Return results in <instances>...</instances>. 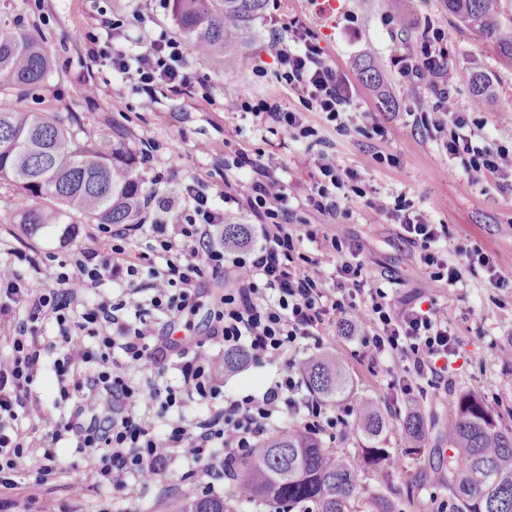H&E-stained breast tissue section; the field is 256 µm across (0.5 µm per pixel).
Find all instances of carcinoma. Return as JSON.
I'll use <instances>...</instances> for the list:
<instances>
[{
    "instance_id": "cac0c4a2",
    "label": "carcinoma",
    "mask_w": 512,
    "mask_h": 512,
    "mask_svg": "<svg viewBox=\"0 0 512 512\" xmlns=\"http://www.w3.org/2000/svg\"><path fill=\"white\" fill-rule=\"evenodd\" d=\"M459 26L488 42L500 64L512 67V0H446ZM265 0H172V13L194 57L217 70L241 69L244 45ZM52 57L34 33L0 27V182L21 193L16 223L30 235L50 224H134L143 197L127 131L111 125L98 137L77 139L73 117L30 112L19 103L41 88ZM459 78L476 101L490 97L480 72ZM308 388L340 401L355 395L342 361L328 353L308 358ZM448 448H426L428 426L420 411L403 420L408 447L434 465L448 466L452 512H512V426L482 398L459 392L448 407ZM388 422L378 404L359 400L354 423L360 445L339 452L298 426L259 443L238 464L222 497L178 499L167 512H236L238 504L271 512H400L397 497L363 487L360 474L377 469L390 479L399 461L385 446Z\"/></svg>"
}]
</instances>
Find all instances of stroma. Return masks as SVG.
I'll use <instances>...</instances> for the list:
<instances>
[{
	"label": "stroma",
	"instance_id": "stroma-1",
	"mask_svg": "<svg viewBox=\"0 0 512 512\" xmlns=\"http://www.w3.org/2000/svg\"><path fill=\"white\" fill-rule=\"evenodd\" d=\"M108 16L131 20L134 10L143 18L140 32L167 31L176 34L177 25L170 8L158 0H101ZM92 0H0V21L42 36L53 58L51 73L42 88L23 100V107L41 111L73 113L80 140H88L107 130L111 124L123 125L128 132L131 153L143 148L152 151L151 164H138L144 191L153 188L155 170L170 171L169 195H177L181 180L189 175H206L232 162L241 150L273 154L283 180L308 179L316 170V149L308 140H292L289 135L259 131L242 118L227 114L224 104L236 97L272 98L285 106L299 105L277 82L276 63L268 51L273 20L298 19L309 25L333 61L339 73L349 80L357 111L366 113L368 122L382 123L384 138H368L352 128L336 138V162L358 170L362 198L356 199L353 212L332 224L339 237L359 241L371 260L368 277L375 287L384 289L393 303L412 298L422 288L428 274L412 261L408 250L398 248L391 239L388 224L367 208L366 200L394 203L402 198L414 211L424 212L433 223L447 225V255L457 259L458 248H478L493 258L504 274L512 275V193H501L494 184L484 188L469 186L460 160L448 159L438 140L424 129L413 126L412 114L421 101L431 99L429 90L400 85L390 67V59L420 36L425 24L444 32L448 58L454 70L478 71L487 76L493 96L483 106L473 104L466 84H458L460 106L472 109L475 121L483 123L484 134H494L497 127L512 125V69L500 65L492 48L476 36L460 32L449 16L445 0H336L332 15L315 13L309 0H267L260 17L253 23L247 52L251 68L239 71H215L204 64L195 69L203 85L194 98H182L162 92L152 109L140 105L141 94L132 83L122 81L105 68H87L82 62L84 37L93 25ZM397 14L399 23L387 21ZM368 60L378 71L383 85L363 83L357 74L359 61ZM96 82L99 93L88 99L79 89L86 81ZM390 96L392 106L382 109L383 96ZM208 142L207 154L194 151L195 143ZM17 200L15 188L0 185V263H11L24 278H39L42 288H55L52 277L59 263L69 260L78 242L90 232L87 224H76L69 237H62L60 226L31 236L22 225L9 219L10 206ZM35 251L39 268L18 261L17 253ZM463 283L454 291L435 290L438 303H450L453 327L460 338L459 353L451 373L453 391H469L485 399L502 418L512 425V369L498 358L500 343L512 335V288L489 284L483 268L464 269ZM224 294V286L206 281L190 305L180 314V335L206 338L211 310ZM72 323H58L46 318L41 332L54 343L53 351L42 358L29 398L39 412L67 424L76 420V398L61 397L54 361L65 347ZM326 349L338 354L353 379L358 394L377 400L391 418L386 445L400 460V471L393 481L403 486L412 481L424 461L409 452L400 419L418 407L429 431L426 445H448V405L428 384L415 387L413 394L401 393L394 375L385 365L369 367L358 355L356 341L339 336L328 337ZM272 372L257 361L222 374L220 392L246 395L261 390ZM37 449L26 458L14 476L13 489L0 488V499L11 503L9 512H165L169 496H202L206 479L189 477L193 462L172 457L161 477L147 486L133 485L125 491L92 481V467L97 457L89 448L77 447L73 433H66L55 452L69 471L89 479L84 498L69 495L64 479L43 480V463L38 446L46 429L37 415L19 418Z\"/></svg>",
	"mask_w": 512,
	"mask_h": 512
}]
</instances>
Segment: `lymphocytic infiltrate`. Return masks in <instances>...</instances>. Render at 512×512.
Masks as SVG:
<instances>
[{"mask_svg":"<svg viewBox=\"0 0 512 512\" xmlns=\"http://www.w3.org/2000/svg\"><path fill=\"white\" fill-rule=\"evenodd\" d=\"M122 20L100 17L98 33L86 38L85 60L108 63L113 73L142 93V108H152L157 90L189 94L198 79L188 45L160 31L138 37L122 36ZM290 39L273 36L270 51L277 63L276 78L297 95L300 109L284 107L273 99L235 98L227 107L251 118L254 126L310 136L305 124L309 112H323L332 120L348 114L353 91L337 73L309 28L292 20ZM442 34L423 35L418 44L393 56L402 84L427 87L436 99L435 111L451 127L442 148L449 159L467 155L464 167L470 186L497 178L502 191L512 190V151L502 139H512V128L497 130L494 138L456 101L457 79L448 60ZM240 178L223 186L194 175L180 185L177 199L160 192L169 177L156 172L144 214L145 223L114 230L98 227L80 242L71 269L55 275L57 287L43 292L39 283L20 278L10 265H0V337L11 340L13 353L0 359V487L12 488L13 473L22 466L28 446L24 430L15 426L16 409L25 407L29 387L40 365V319H69L71 306L86 289L103 281L124 280L129 298L99 302L84 308L74 323L61 357L55 362L61 392L75 395L85 424L75 434L78 447L97 448L99 482L124 491L144 476H157L171 454H179L201 468L203 475L220 480L261 441L287 428L285 408L301 413L300 425L314 435L348 434L356 403H331L304 392L302 371L294 356L323 349L326 337L343 333L357 340L361 355L371 363L390 360L401 368L398 385L411 394L417 380L430 382L443 399H451L448 368L456 355L458 338L451 329L447 306L428 309L393 306L387 293L371 287L368 259L360 244H342L329 225L351 212L347 183L357 181L354 168L327 161L319 166L320 179L310 183L299 199L276 173L269 160L239 152ZM252 220L253 239L244 246L224 239L228 205ZM387 216L396 239L417 252L429 270L424 286L457 287L462 265L448 262L438 249L448 238V227L432 223L426 214L401 206L376 205ZM325 222L312 227L308 212ZM309 250H302V243ZM148 269L149 307H136L137 278ZM226 281L221 304L210 325V339L225 347H243L276 373L257 394L223 397L222 407L194 424L176 418L169 430L157 433L149 415L152 406L182 411L193 397H221L216 357L204 343L190 348L169 341L157 345L162 326H174L203 279ZM135 307L134 316L126 308ZM118 337L101 336L106 327ZM100 337L95 367H88L85 338ZM120 350L125 370L160 375L168 356H175L178 385L156 382L142 389L117 372L112 350Z\"/></svg>","mask_w":512,"mask_h":512,"instance_id":"lymphocytic-infiltrate-1","label":"lymphocytic infiltrate"}]
</instances>
